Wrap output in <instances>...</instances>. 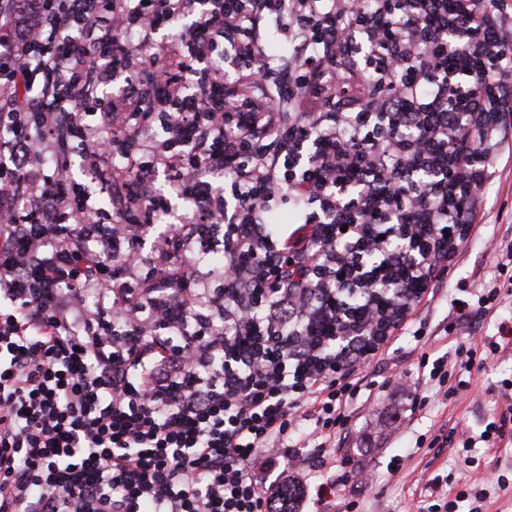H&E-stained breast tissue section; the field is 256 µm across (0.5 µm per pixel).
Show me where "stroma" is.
<instances>
[{
	"label": "stroma",
	"instance_id": "1",
	"mask_svg": "<svg viewBox=\"0 0 512 512\" xmlns=\"http://www.w3.org/2000/svg\"><path fill=\"white\" fill-rule=\"evenodd\" d=\"M500 159L488 190L476 205L477 224L466 233L445 279L431 301L411 316L412 333L383 349L377 366L383 380L368 401L346 413V435L337 437L325 474H348L324 512H512V431L495 442L480 441L489 422L512 411V344L502 347L469 385L458 388L460 352L496 336L500 322L512 320V300L479 319L473 335L454 329L450 302L465 291L506 283L512 272L497 266L498 248L512 243V137L499 148ZM447 355L446 391L419 384L424 358ZM474 447H459L462 436ZM448 445H441V437ZM471 495L451 502L461 490Z\"/></svg>",
	"mask_w": 512,
	"mask_h": 512
}]
</instances>
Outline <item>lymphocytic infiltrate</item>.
Wrapping results in <instances>:
<instances>
[{
	"label": "lymphocytic infiltrate",
	"instance_id": "f902f5d3",
	"mask_svg": "<svg viewBox=\"0 0 512 512\" xmlns=\"http://www.w3.org/2000/svg\"><path fill=\"white\" fill-rule=\"evenodd\" d=\"M511 117L501 0H18L0 512H273L344 432L381 308L408 330L446 272L476 220L448 186L484 194Z\"/></svg>",
	"mask_w": 512,
	"mask_h": 512
}]
</instances>
